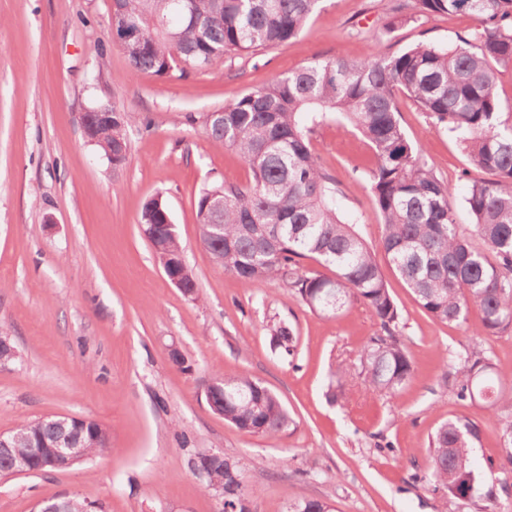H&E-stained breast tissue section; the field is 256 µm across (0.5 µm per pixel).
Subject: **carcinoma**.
<instances>
[{"mask_svg":"<svg viewBox=\"0 0 512 512\" xmlns=\"http://www.w3.org/2000/svg\"><path fill=\"white\" fill-rule=\"evenodd\" d=\"M110 23L135 72L159 77L203 69L227 55L251 54L296 37L320 0H115ZM404 19L468 14L479 25L448 48L419 43L395 55L377 52L360 60H318L237 98L221 118H205L217 147L231 149L252 173L246 185L216 184L199 193L196 216L202 245L214 264L248 287L279 278L314 312L334 315L361 302L382 334L363 346L361 374L371 394L395 396L415 374L413 358L398 334L399 310L374 255L341 215L334 180L318 164L309 134L317 119L337 116L368 141L374 154L370 173L377 214L383 225L381 249L415 295L423 311L442 323L463 325L470 309L481 314L474 336L512 329V112H504L495 70L512 64V0H402ZM419 105L436 129L457 135L472 163L495 176L475 182L465 198L473 218L472 236L459 234L449 193L428 168L422 146L410 140L400 121L399 97ZM128 113L112 116L91 134L103 155L113 144H128ZM171 214L160 198L147 201L139 224L154 225L148 237L171 283L199 299ZM312 257L333 276L301 271ZM274 341L291 356L292 326H272ZM456 396L482 401V421L454 416L431 439L424 479L470 502L481 477L471 449L484 427L498 434L503 457L512 465V381L494 369L490 355L475 348L451 366ZM216 401L224 420L248 434L274 437L292 419L280 398L247 376H215ZM69 440L87 457L112 451L99 423L53 417L24 422L0 447V474H11L12 459L33 441ZM192 471L206 472L203 488L224 505L245 512L244 474L230 458L199 453ZM289 512H332L321 500L292 503Z\"/></svg>","mask_w":512,"mask_h":512,"instance_id":"carcinoma-1","label":"carcinoma"}]
</instances>
